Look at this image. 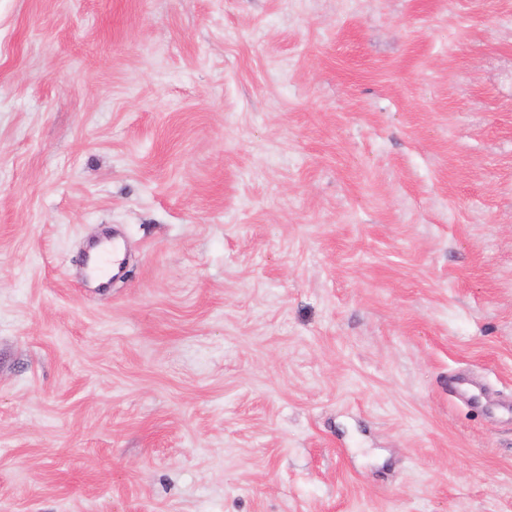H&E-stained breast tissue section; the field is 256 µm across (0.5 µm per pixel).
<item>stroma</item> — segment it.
Listing matches in <instances>:
<instances>
[{"label": "stroma", "mask_w": 512, "mask_h": 512, "mask_svg": "<svg viewBox=\"0 0 512 512\" xmlns=\"http://www.w3.org/2000/svg\"><path fill=\"white\" fill-rule=\"evenodd\" d=\"M460 372L512 401V0H0V512H512Z\"/></svg>", "instance_id": "1"}]
</instances>
